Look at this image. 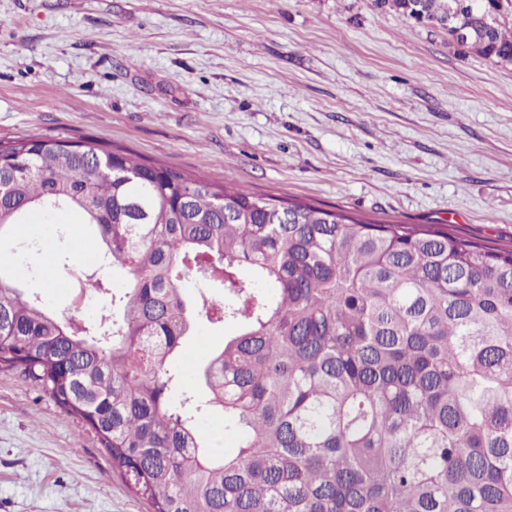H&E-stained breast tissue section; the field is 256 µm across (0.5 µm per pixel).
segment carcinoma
<instances>
[{"instance_id":"carcinoma-1","label":"carcinoma","mask_w":512,"mask_h":512,"mask_svg":"<svg viewBox=\"0 0 512 512\" xmlns=\"http://www.w3.org/2000/svg\"><path fill=\"white\" fill-rule=\"evenodd\" d=\"M375 3L512 64V0ZM0 185V238L77 212L125 284L97 279L112 317L78 329L0 273V371L79 419L153 512H512V250L88 138L0 141ZM192 274L222 300L190 298ZM203 314L236 331L189 386ZM210 413L235 455L201 434Z\"/></svg>"}]
</instances>
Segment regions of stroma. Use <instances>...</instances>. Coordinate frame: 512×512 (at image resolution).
<instances>
[{
  "mask_svg": "<svg viewBox=\"0 0 512 512\" xmlns=\"http://www.w3.org/2000/svg\"><path fill=\"white\" fill-rule=\"evenodd\" d=\"M90 137L255 192L512 249V65L374 0H0V141ZM23 240L47 243L27 254ZM97 239L17 225L0 269L59 288ZM80 420L0 371V512H150Z\"/></svg>",
  "mask_w": 512,
  "mask_h": 512,
  "instance_id": "stroma-1",
  "label": "stroma"
}]
</instances>
